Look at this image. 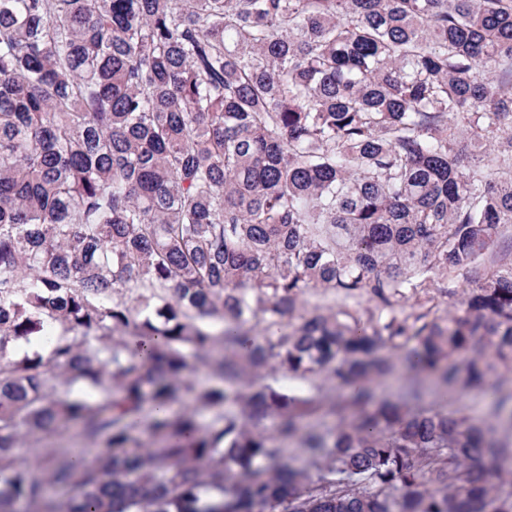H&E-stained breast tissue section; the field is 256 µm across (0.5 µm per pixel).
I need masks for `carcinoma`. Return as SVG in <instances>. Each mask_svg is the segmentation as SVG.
I'll use <instances>...</instances> for the list:
<instances>
[{
    "label": "carcinoma",
    "mask_w": 512,
    "mask_h": 512,
    "mask_svg": "<svg viewBox=\"0 0 512 512\" xmlns=\"http://www.w3.org/2000/svg\"><path fill=\"white\" fill-rule=\"evenodd\" d=\"M510 226L512 0H0V463L72 420L107 447L0 468V512L74 482L61 512H512L511 388L487 424L375 390L394 356L448 392L512 370V262L475 266ZM56 323L93 405L5 357ZM187 347L220 348L208 425L168 412ZM273 368L333 382L337 423Z\"/></svg>",
    "instance_id": "cac0c4a2"
}]
</instances>
